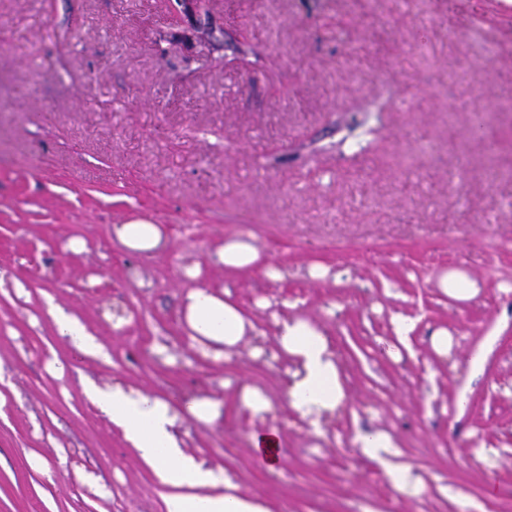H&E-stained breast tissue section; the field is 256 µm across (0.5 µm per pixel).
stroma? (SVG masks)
I'll return each mask as SVG.
<instances>
[{
  "label": "stroma",
  "instance_id": "35a3bbf8",
  "mask_svg": "<svg viewBox=\"0 0 512 512\" xmlns=\"http://www.w3.org/2000/svg\"><path fill=\"white\" fill-rule=\"evenodd\" d=\"M213 17L224 47L204 62L201 30L169 29L161 0H0V512H166L84 391L115 383L219 400L181 445L271 512H512V0H214ZM138 220L160 226L156 251L116 239ZM238 233L283 277L215 264ZM449 271L473 298L441 291ZM192 287L255 310L260 345L218 358L188 340ZM287 311L344 369L323 438L286 404ZM396 315L413 331L394 359ZM246 386L274 403L276 471ZM375 429L417 493L359 453ZM439 287L445 295L460 301H467L476 294L473 283L457 271L443 273L439 278ZM251 444L257 460L267 470H275L281 462V437L274 428L261 427L253 432Z\"/></svg>",
  "mask_w": 512,
  "mask_h": 512
}]
</instances>
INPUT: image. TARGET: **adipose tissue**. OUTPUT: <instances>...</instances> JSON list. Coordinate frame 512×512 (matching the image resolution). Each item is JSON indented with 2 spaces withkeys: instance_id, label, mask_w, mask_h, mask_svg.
Instances as JSON below:
<instances>
[{
  "instance_id": "adipose-tissue-1",
  "label": "adipose tissue",
  "mask_w": 512,
  "mask_h": 512,
  "mask_svg": "<svg viewBox=\"0 0 512 512\" xmlns=\"http://www.w3.org/2000/svg\"><path fill=\"white\" fill-rule=\"evenodd\" d=\"M214 261L230 272L270 267L266 254L249 234L226 238ZM182 311L191 339L222 357L231 356L244 341L259 334L252 317L225 291L191 289L185 294ZM275 334L291 375L287 405L315 434H323L346 399L341 369L326 334L317 324L295 314L277 317ZM86 392L122 430L158 480L171 487L167 512H270L262 501L240 490L228 472L207 467L186 454L173 432L176 423L187 418L215 423L222 415L219 402L193 396L175 407L118 383L107 387L92 384ZM355 442L363 455L380 463L396 490L410 488L412 474L399 462L397 445L388 432H361Z\"/></svg>"
}]
</instances>
